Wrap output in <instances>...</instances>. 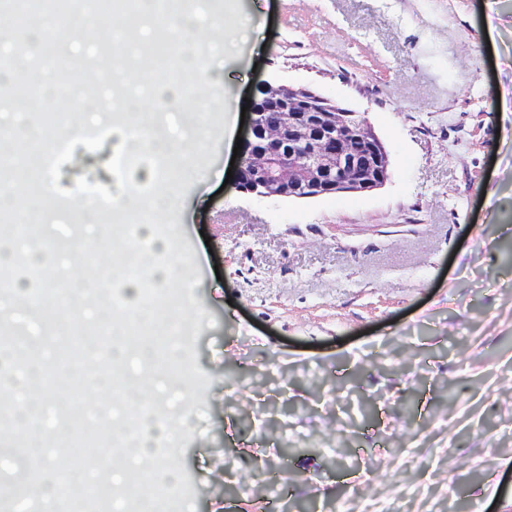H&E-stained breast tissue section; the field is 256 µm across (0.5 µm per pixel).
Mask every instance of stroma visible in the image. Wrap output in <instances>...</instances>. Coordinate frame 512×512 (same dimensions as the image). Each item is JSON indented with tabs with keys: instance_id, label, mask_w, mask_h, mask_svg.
<instances>
[{
	"instance_id": "stroma-1",
	"label": "stroma",
	"mask_w": 512,
	"mask_h": 512,
	"mask_svg": "<svg viewBox=\"0 0 512 512\" xmlns=\"http://www.w3.org/2000/svg\"><path fill=\"white\" fill-rule=\"evenodd\" d=\"M487 0H218L251 36L170 214L191 262L160 287L183 328L188 424L156 452L160 512H512V13ZM266 80L365 113L391 178L365 195L240 191L224 114ZM115 137L59 184L115 189ZM290 450H283V443ZM0 434V503L32 492Z\"/></svg>"
}]
</instances>
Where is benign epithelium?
<instances>
[{
    "instance_id": "1",
    "label": "benign epithelium",
    "mask_w": 512,
    "mask_h": 512,
    "mask_svg": "<svg viewBox=\"0 0 512 512\" xmlns=\"http://www.w3.org/2000/svg\"><path fill=\"white\" fill-rule=\"evenodd\" d=\"M277 113L274 124L267 113ZM388 151L365 115L303 86L266 82L248 117L235 185L287 200L368 194L390 179Z\"/></svg>"
}]
</instances>
